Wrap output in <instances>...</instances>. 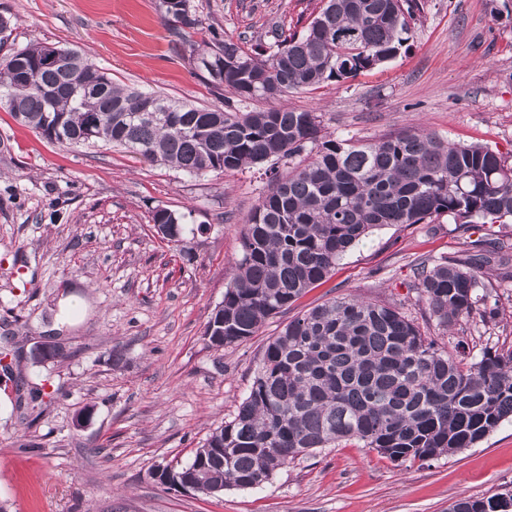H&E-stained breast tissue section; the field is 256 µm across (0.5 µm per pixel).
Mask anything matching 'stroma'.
<instances>
[{
	"label": "stroma",
	"instance_id": "1",
	"mask_svg": "<svg viewBox=\"0 0 512 512\" xmlns=\"http://www.w3.org/2000/svg\"><path fill=\"white\" fill-rule=\"evenodd\" d=\"M407 49L343 84L284 102L320 115L339 138L376 139L419 127L512 155V0H417ZM195 44L220 33L243 52L278 27L302 30L321 0H192ZM10 17L0 59L38 41L85 51L114 83L235 112L239 104L195 68L164 23L159 0H0ZM262 167L186 175L112 146L66 148L0 107V512H448L459 498L512 490V420L452 456L394 462L351 440L298 456L258 489L209 496L154 472L187 463L231 420L262 351L283 326L348 294L393 304L462 358L512 348V264L484 269L495 322L444 332L416 302L412 265L459 255L476 241L512 242V224L384 226L331 278L231 348L205 335L237 274L246 222L268 191ZM186 214L195 236L176 246L155 209ZM53 337L65 357L32 364ZM45 385L40 415L17 383ZM92 414L77 424L84 407Z\"/></svg>",
	"mask_w": 512,
	"mask_h": 512
}]
</instances>
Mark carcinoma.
I'll use <instances>...</instances> for the list:
<instances>
[{
	"mask_svg": "<svg viewBox=\"0 0 512 512\" xmlns=\"http://www.w3.org/2000/svg\"><path fill=\"white\" fill-rule=\"evenodd\" d=\"M175 36L199 20L191 0H160ZM414 0H325L299 34L273 33L274 50L255 54L213 35L190 57L215 86L247 107L293 90L339 84L394 58L409 40ZM31 42L0 69V105L21 124L65 146L123 147L149 163L190 176L268 169L270 187L250 214L238 273L208 321L211 347L255 336L306 292L324 284L336 263L377 227L512 221V163L480 144L406 129L373 141L323 133L309 110L246 112L196 107L155 92L120 87L86 54ZM163 113L146 111L148 100ZM153 223L180 245L193 229L185 215L158 208ZM512 250L494 241L483 252L417 264L413 288L442 330L497 312L487 304L486 264ZM512 419V349L470 365L439 347L400 309L355 296L334 297L286 324L268 341L250 391L232 420L216 427L175 473L220 494L255 489L297 456L357 439L394 462L432 460L470 448ZM512 493L464 497L448 512H512Z\"/></svg>",
	"mask_w": 512,
	"mask_h": 512,
	"instance_id": "carcinoma-1",
	"label": "carcinoma"
}]
</instances>
